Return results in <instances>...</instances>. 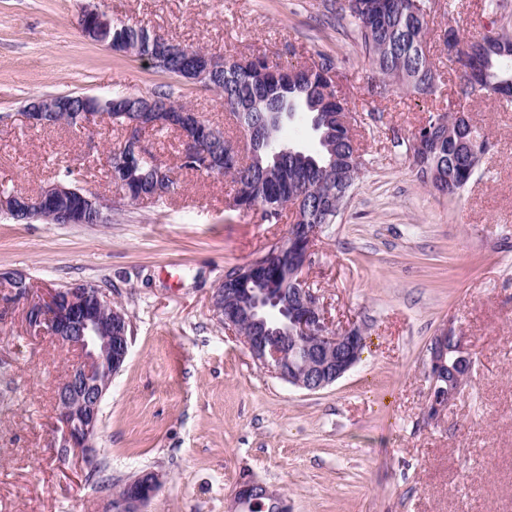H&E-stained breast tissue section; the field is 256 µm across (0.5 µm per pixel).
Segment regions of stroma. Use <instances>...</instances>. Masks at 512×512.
I'll return each instance as SVG.
<instances>
[{"mask_svg":"<svg viewBox=\"0 0 512 512\" xmlns=\"http://www.w3.org/2000/svg\"><path fill=\"white\" fill-rule=\"evenodd\" d=\"M85 3L0 0V185L36 192L69 170L111 202L112 221L0 215V270L25 272L37 295L75 281L104 289L131 322L130 353L104 397L89 470L61 454L55 418L56 388L80 352L30 333L22 305L0 304V512H100L144 470L163 483L143 512H228L245 480L281 493L289 512H512V104L484 92L457 99L444 44L451 26L468 37L512 25V0L497 16L484 0H432L433 92L383 96L355 25L327 18L325 0H103L115 17L208 52L283 65L334 58L363 170L304 276L335 328L365 326L369 340L360 363L317 392L260 368L210 305L225 274L284 240L287 224L228 209V180L176 169V133L144 135L175 168V194L135 204L105 165L88 164L121 144V127H27L34 94L162 89L245 144L219 92L84 37ZM451 107L489 140L452 201L392 145ZM447 325L475 366L430 421L429 344Z\"/></svg>","mask_w":512,"mask_h":512,"instance_id":"1","label":"stroma"}]
</instances>
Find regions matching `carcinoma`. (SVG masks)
<instances>
[{"instance_id": "cac0c4a2", "label": "carcinoma", "mask_w": 512, "mask_h": 512, "mask_svg": "<svg viewBox=\"0 0 512 512\" xmlns=\"http://www.w3.org/2000/svg\"><path fill=\"white\" fill-rule=\"evenodd\" d=\"M336 17H350L360 35L363 48L380 76L379 94L388 93L393 85L405 86L417 93H428L435 82V73L426 49L427 12L430 0H331ZM150 27L141 22L122 21L112 26L103 39L115 47L134 46L141 57L157 56L158 46L146 38ZM480 51L473 49L476 41L456 37L462 44L448 60L455 69L471 64L477 70L480 87L466 83L459 94L470 97L477 91L492 92L512 85V30L502 25L484 32ZM202 50L184 46L164 58L161 71L173 76L195 67ZM258 69L227 63L224 72L210 83V88L224 96V106L236 117L246 131L254 126L262 129L264 138L281 139L282 125L276 115L265 109H249L244 102L254 95L274 103L278 98L288 100V111L305 112L315 133V145L290 146L288 154L276 163L259 144L248 143V153L240 162L224 165L219 177H228L234 187L230 206L241 205L258 210L263 220L278 224L283 220L290 203L304 196L305 224H333L341 215L349 192L360 179L362 160L360 148L348 123L337 115L348 112L347 102L338 95L335 78L336 64L329 55L319 56L310 65L300 66L292 78L282 74L283 67L259 57ZM457 111L448 110L429 116L426 124L443 122L446 137L437 146L422 154H413L419 167V178L433 183L435 173H444L452 181L448 199L459 197L474 176L488 139L477 128L467 129L456 119ZM112 185L135 199L153 190L155 165L142 159L132 168L112 164L108 169ZM289 325L283 313L270 318L257 311L252 314L244 331H259L265 327L282 330Z\"/></svg>"}]
</instances>
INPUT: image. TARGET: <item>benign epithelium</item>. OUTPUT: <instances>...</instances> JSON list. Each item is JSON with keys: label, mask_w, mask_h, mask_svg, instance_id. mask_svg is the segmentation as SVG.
I'll list each match as a JSON object with an SVG mask.
<instances>
[{"label": "benign epithelium", "mask_w": 512, "mask_h": 512, "mask_svg": "<svg viewBox=\"0 0 512 512\" xmlns=\"http://www.w3.org/2000/svg\"><path fill=\"white\" fill-rule=\"evenodd\" d=\"M85 36L100 41L103 33L112 30L117 20L97 3L82 11ZM224 68V56L206 53L197 70L183 77L192 83H208L211 75ZM84 107L72 111L71 98L66 95H35L23 107L26 125L35 129L45 126L52 116L72 115L77 124L88 129L102 119H112L110 109L117 101L112 96L83 95ZM168 124L191 129L186 138V159L204 170H218L221 161L208 154H199L200 140L218 137L217 128L203 122L193 111L171 112L147 104L135 110L125 123L127 152L122 163L131 166L149 155L141 132L152 126ZM112 205L98 195L82 193V188L54 182L36 195L0 194V213L16 221L31 223L45 218L54 224H87L88 214L94 223L111 220ZM319 229L313 227L301 236L296 225L288 230V244L242 267L238 274L224 279L211 296L213 311L224 320V328L240 334L239 321L243 313L259 305L256 289L250 283L258 273L273 268L278 260L292 257L288 306L291 334L280 336L267 329L252 336H242L253 360L259 367L288 384L316 392L322 390L352 370L361 360L367 345L364 329L351 325L342 329L333 324L320 302L319 295L306 285L303 273L311 262ZM31 289L11 291L10 299H27L25 321L28 328L47 335L63 345L76 347L82 360L72 366L56 390L57 420L63 431L60 447L79 449L85 463L96 467L93 440L100 425V410L112 378L120 372L128 353L130 338L126 335L124 312L113 307L111 299L99 288L82 282L48 288L31 297ZM429 366L428 416L435 419L441 410L458 395L469 375L472 358L462 337L447 326L432 338ZM162 485V477L146 471L109 495L102 512H143L144 505ZM258 493L277 501L280 512H288L278 492L256 483L240 485L233 496V510L241 512Z\"/></svg>", "instance_id": "benign-epithelium-1"}]
</instances>
